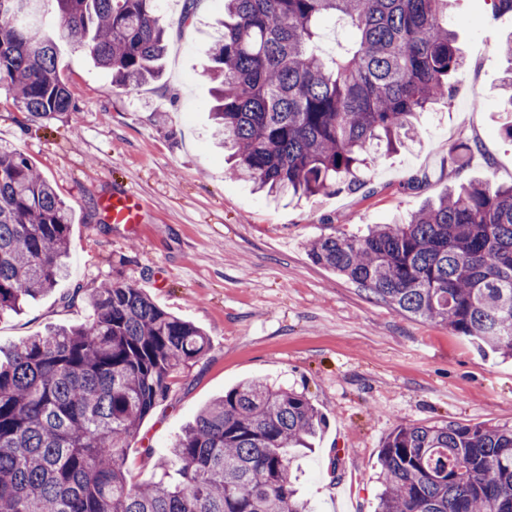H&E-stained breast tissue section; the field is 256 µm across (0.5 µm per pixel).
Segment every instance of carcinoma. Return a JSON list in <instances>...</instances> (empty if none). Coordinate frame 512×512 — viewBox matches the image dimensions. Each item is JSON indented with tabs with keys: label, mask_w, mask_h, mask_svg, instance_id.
<instances>
[{
	"label": "carcinoma",
	"mask_w": 512,
	"mask_h": 512,
	"mask_svg": "<svg viewBox=\"0 0 512 512\" xmlns=\"http://www.w3.org/2000/svg\"><path fill=\"white\" fill-rule=\"evenodd\" d=\"M161 0H0V87L31 120L77 105L58 68L69 41L117 88L158 74ZM348 29L322 55V24ZM217 133L232 174L272 196L334 193L416 136L412 118L451 99L463 65L448 0H224L212 53ZM72 207L22 154L0 148V315L54 290ZM394 310L512 358V184L448 189L405 223L307 243ZM83 301L88 323L32 336L0 363V512H311L291 459L322 415L302 393L242 382L205 407L136 484L126 450L210 349L205 331L142 289L112 282ZM377 512H512V427L399 425L380 451Z\"/></svg>",
	"instance_id": "cac0c4a2"
}]
</instances>
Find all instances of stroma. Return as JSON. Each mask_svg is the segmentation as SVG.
Segmentation results:
<instances>
[{"mask_svg": "<svg viewBox=\"0 0 512 512\" xmlns=\"http://www.w3.org/2000/svg\"><path fill=\"white\" fill-rule=\"evenodd\" d=\"M449 13L465 57L452 99L421 113L417 137L364 184L302 200L274 201L230 177L214 144L206 51L222 33V0H167L162 75L129 91L64 50L58 67L77 104L66 121H28L0 89V147L28 158L74 209L67 277L24 313L0 316V348L86 322L85 303L64 306L60 293L108 280L144 289L209 336V352L176 374L131 443L136 483L160 478L157 461L201 409L255 378L304 393L325 418L315 448L291 463L314 512H375L380 450L398 425L512 427V360L396 312L306 250L313 238L409 219L454 184L512 183L498 49L512 14L493 16L490 0H451ZM461 143L469 149L452 162ZM122 188L147 203L137 227L97 206Z\"/></svg>", "mask_w": 512, "mask_h": 512, "instance_id": "obj_1", "label": "stroma"}]
</instances>
